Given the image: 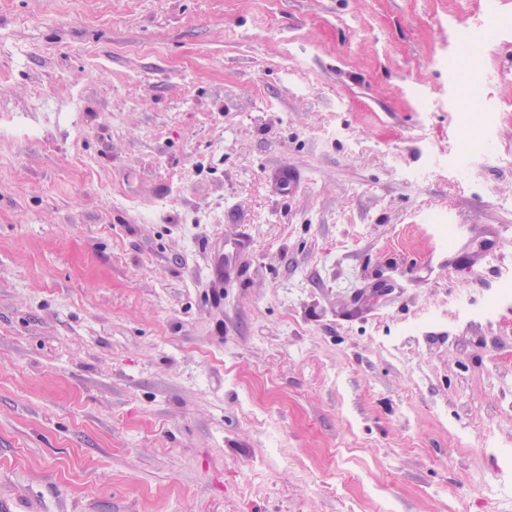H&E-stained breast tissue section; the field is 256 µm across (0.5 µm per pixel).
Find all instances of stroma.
I'll return each mask as SVG.
<instances>
[{
    "mask_svg": "<svg viewBox=\"0 0 512 512\" xmlns=\"http://www.w3.org/2000/svg\"><path fill=\"white\" fill-rule=\"evenodd\" d=\"M506 288L512 0H0L12 512H512Z\"/></svg>",
    "mask_w": 512,
    "mask_h": 512,
    "instance_id": "obj_1",
    "label": "stroma"
}]
</instances>
